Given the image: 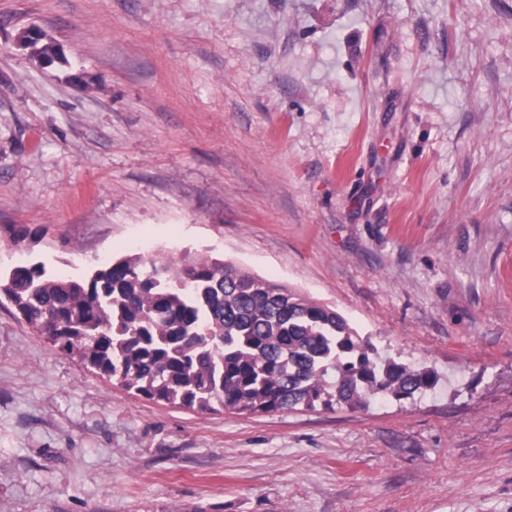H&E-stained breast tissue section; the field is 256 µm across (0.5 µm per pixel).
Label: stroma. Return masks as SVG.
Segmentation results:
<instances>
[{"mask_svg":"<svg viewBox=\"0 0 512 512\" xmlns=\"http://www.w3.org/2000/svg\"><path fill=\"white\" fill-rule=\"evenodd\" d=\"M133 254L223 259L438 381L198 412L1 301L0 512H512V0H0V267Z\"/></svg>","mask_w":512,"mask_h":512,"instance_id":"35a3bbf8","label":"stroma"}]
</instances>
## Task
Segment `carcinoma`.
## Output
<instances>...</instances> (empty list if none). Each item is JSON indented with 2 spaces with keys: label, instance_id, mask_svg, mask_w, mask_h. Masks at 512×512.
Here are the masks:
<instances>
[{
  "label": "carcinoma",
  "instance_id": "cac0c4a2",
  "mask_svg": "<svg viewBox=\"0 0 512 512\" xmlns=\"http://www.w3.org/2000/svg\"><path fill=\"white\" fill-rule=\"evenodd\" d=\"M0 296L58 349L147 399L266 413L434 388L427 368L372 357L336 311L220 259L120 258L83 279L42 261L0 272Z\"/></svg>",
  "mask_w": 512,
  "mask_h": 512
}]
</instances>
